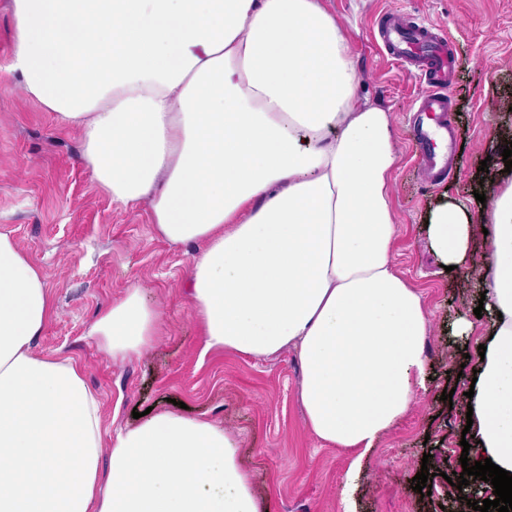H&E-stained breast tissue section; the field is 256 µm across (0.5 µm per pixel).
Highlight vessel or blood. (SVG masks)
<instances>
[{"mask_svg": "<svg viewBox=\"0 0 512 512\" xmlns=\"http://www.w3.org/2000/svg\"><path fill=\"white\" fill-rule=\"evenodd\" d=\"M375 38L386 58L399 63L422 84L409 120V139L424 169L435 178L446 176L448 155L442 146L451 139L448 112L453 70L447 36L416 19L399 23L386 16L378 23Z\"/></svg>", "mask_w": 512, "mask_h": 512, "instance_id": "vessel-or-blood-1", "label": "vessel or blood"}]
</instances>
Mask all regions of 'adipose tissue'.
Returning a JSON list of instances; mask_svg holds the SVG:
<instances>
[{"instance_id": "adipose-tissue-1", "label": "adipose tissue", "mask_w": 512, "mask_h": 512, "mask_svg": "<svg viewBox=\"0 0 512 512\" xmlns=\"http://www.w3.org/2000/svg\"><path fill=\"white\" fill-rule=\"evenodd\" d=\"M0 93L79 129L82 162L113 202L147 203L157 234L195 244L187 295L206 350L295 349L311 432L355 452L408 410L426 316L397 272L390 113L355 92L350 40L322 0H11ZM487 336L473 458L512 472V179L471 210L429 216L463 270L475 225ZM53 315L41 271L0 232V512H265L222 427L172 412L103 439L74 360L35 354ZM158 316L138 289L87 331L140 353ZM108 467H101V455Z\"/></svg>"}]
</instances>
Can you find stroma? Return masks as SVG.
<instances>
[{
    "mask_svg": "<svg viewBox=\"0 0 512 512\" xmlns=\"http://www.w3.org/2000/svg\"><path fill=\"white\" fill-rule=\"evenodd\" d=\"M351 40L357 93L391 113L397 164L391 175L396 268L426 312V378L406 414L362 459L326 445L306 424L294 350L268 358L204 349L186 296L194 245L159 238L146 205L112 202L81 161V134L62 126L21 91L0 96V232L11 233L40 269L54 315L33 346L72 358L101 400L107 426L131 428L133 411L173 410L216 422L238 442L237 463L268 512H458L446 474L462 469L460 441L484 320L456 336L453 322L477 306L478 269L445 271L427 236L429 213L444 196L467 202L480 181L499 180L500 144L512 140V0H326ZM416 17L449 34L451 91L459 150L452 175L431 182L408 140L421 86L386 59L373 36L379 15ZM139 288L160 316L153 346L112 360L86 335L103 310ZM451 401H442L445 391ZM360 472L350 477L352 461ZM428 468L430 496L412 479Z\"/></svg>",
    "mask_w": 512,
    "mask_h": 512,
    "instance_id": "stroma-1",
    "label": "stroma"
}]
</instances>
